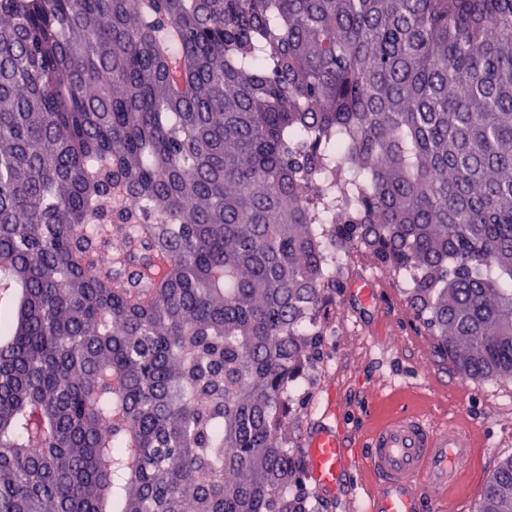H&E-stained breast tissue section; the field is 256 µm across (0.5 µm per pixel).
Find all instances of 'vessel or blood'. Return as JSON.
Returning <instances> with one entry per match:
<instances>
[{"instance_id":"b4317fda","label":"vessel or blood","mask_w":512,"mask_h":512,"mask_svg":"<svg viewBox=\"0 0 512 512\" xmlns=\"http://www.w3.org/2000/svg\"><path fill=\"white\" fill-rule=\"evenodd\" d=\"M353 294L373 303L381 283L364 275ZM478 446L474 429L458 419L433 421L420 412L396 413L373 428L363 447L346 440L335 412L310 432L304 450L307 475L334 495L357 464H366L372 480L363 488V512H453L462 483V462Z\"/></svg>"}]
</instances>
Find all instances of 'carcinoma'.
<instances>
[{"label": "carcinoma", "instance_id": "carcinoma-1", "mask_svg": "<svg viewBox=\"0 0 512 512\" xmlns=\"http://www.w3.org/2000/svg\"><path fill=\"white\" fill-rule=\"evenodd\" d=\"M359 251L512 379V0H0V512H328Z\"/></svg>", "mask_w": 512, "mask_h": 512}]
</instances>
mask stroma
I'll return each mask as SVG.
<instances>
[{"mask_svg": "<svg viewBox=\"0 0 512 512\" xmlns=\"http://www.w3.org/2000/svg\"><path fill=\"white\" fill-rule=\"evenodd\" d=\"M332 321L317 386L290 428L305 443L329 407L346 429L360 432L399 409L431 414L441 421L456 415L482 443L467 464L460 487L461 512H479L484 485L496 464L512 457V382L471 379L435 350L410 312L385 323L373 305L341 293L328 306Z\"/></svg>", "mask_w": 512, "mask_h": 512, "instance_id": "stroma-1", "label": "stroma"}]
</instances>
